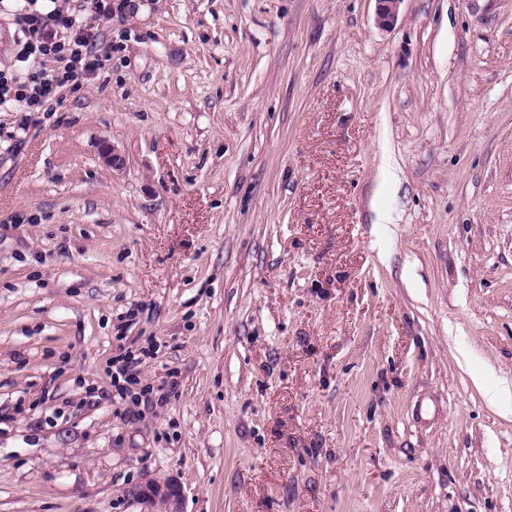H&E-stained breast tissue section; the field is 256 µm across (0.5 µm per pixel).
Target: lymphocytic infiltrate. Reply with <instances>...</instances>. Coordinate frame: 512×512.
I'll use <instances>...</instances> for the list:
<instances>
[{
    "label": "lymphocytic infiltrate",
    "mask_w": 512,
    "mask_h": 512,
    "mask_svg": "<svg viewBox=\"0 0 512 512\" xmlns=\"http://www.w3.org/2000/svg\"><path fill=\"white\" fill-rule=\"evenodd\" d=\"M13 20L19 60L46 58L52 68L22 75L0 69V112L56 111L64 91L76 90L111 60L98 49V33L64 0H27Z\"/></svg>",
    "instance_id": "obj_1"
}]
</instances>
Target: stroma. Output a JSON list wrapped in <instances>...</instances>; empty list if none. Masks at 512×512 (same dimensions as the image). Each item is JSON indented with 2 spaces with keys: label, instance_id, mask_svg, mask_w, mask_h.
Returning a JSON list of instances; mask_svg holds the SVG:
<instances>
[{
  "label": "stroma",
  "instance_id": "stroma-1",
  "mask_svg": "<svg viewBox=\"0 0 512 512\" xmlns=\"http://www.w3.org/2000/svg\"><path fill=\"white\" fill-rule=\"evenodd\" d=\"M91 24L0 112V512H512V0ZM375 22L383 30H390L395 25L403 0H374ZM133 495L151 506V510L144 512H184L180 488L172 481L148 483L135 488Z\"/></svg>",
  "mask_w": 512,
  "mask_h": 512
}]
</instances>
